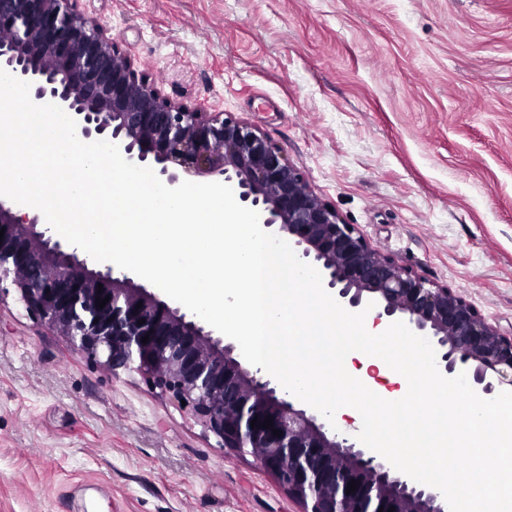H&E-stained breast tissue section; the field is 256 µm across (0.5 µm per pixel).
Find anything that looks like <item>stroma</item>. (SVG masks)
Here are the masks:
<instances>
[{
    "label": "stroma",
    "mask_w": 512,
    "mask_h": 512,
    "mask_svg": "<svg viewBox=\"0 0 512 512\" xmlns=\"http://www.w3.org/2000/svg\"><path fill=\"white\" fill-rule=\"evenodd\" d=\"M180 103L279 145L400 266L512 332V0H80ZM0 512H302L139 375L0 301Z\"/></svg>",
    "instance_id": "obj_1"
}]
</instances>
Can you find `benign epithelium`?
Segmentation results:
<instances>
[{
    "mask_svg": "<svg viewBox=\"0 0 512 512\" xmlns=\"http://www.w3.org/2000/svg\"><path fill=\"white\" fill-rule=\"evenodd\" d=\"M78 3L0 0V68L31 83L34 103L59 105L76 121L78 137L116 144L126 160L152 168L169 187L188 178L234 187L239 203L292 242L342 303H375L377 325L403 317L430 340L438 369L451 375L464 368L478 395L512 389L511 335L448 287L372 248L251 126L164 97ZM39 225V214L22 213L0 196V298L15 292L28 314L77 353L160 389L219 447L251 456L272 474L303 512H449L437 489L417 486L379 454L296 407L295 396L245 366L237 345L191 311L111 266L89 267L77 249H63ZM106 296L109 302L97 307L96 298ZM267 417L273 428L250 426ZM353 480L356 491L348 494Z\"/></svg>",
    "mask_w": 512,
    "mask_h": 512,
    "instance_id": "obj_1",
    "label": "benign epithelium"
}]
</instances>
